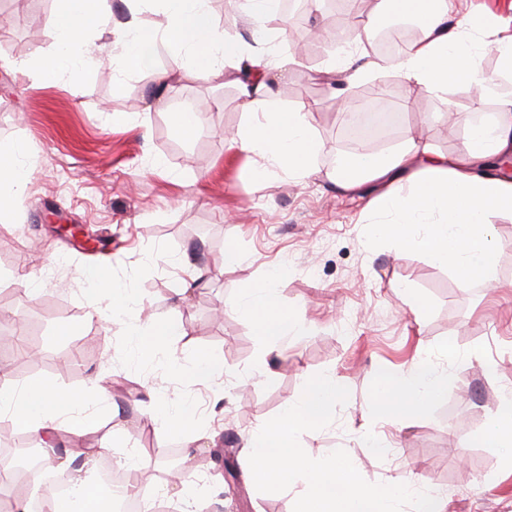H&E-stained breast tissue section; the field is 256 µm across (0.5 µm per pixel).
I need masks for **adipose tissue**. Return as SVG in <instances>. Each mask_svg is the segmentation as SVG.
I'll use <instances>...</instances> for the list:
<instances>
[{"mask_svg":"<svg viewBox=\"0 0 512 512\" xmlns=\"http://www.w3.org/2000/svg\"><path fill=\"white\" fill-rule=\"evenodd\" d=\"M380 11L410 16L420 24L418 37L408 43L401 57L389 66L409 89L447 92L449 86L466 84L489 93L490 78L480 68L477 34L492 29V16L469 17L452 22L457 0H380ZM165 23L160 27L129 20L114 33L116 62L131 73L155 74L165 80L169 73L191 67L201 79L223 78L234 85L244 111L253 115L231 140L232 147L258 156L273 168L306 176L317 144L311 135L305 108L281 102L272 74L283 69L273 45H266L265 60H258L251 45L219 34L208 0H160ZM103 23L101 0H58L47 21L58 52L40 58L36 72L45 80L62 70H76L95 61L91 46L82 44L80 31ZM165 51L168 67L157 70L155 55ZM20 149L0 142V213L17 210L20 192L32 174L18 160ZM512 155V100L504 101L499 116L486 124L472 125L461 148L453 154L433 151L422 130L407 129L393 148L355 157L352 174L336 178L340 192L353 193L364 183L379 187L377 209L396 215L380 232L401 250L418 249L434 262L448 266L468 284L487 288L498 285L494 254L497 242L487 215L494 210L512 212V179L482 175L498 157ZM97 292L111 296L114 318L125 319L129 335L137 337L143 351L151 352L172 336L184 335L178 323L143 324L130 296L96 277ZM239 310L255 324L264 340L280 342L300 334L304 326L297 316L281 308L275 281L248 289ZM443 377L433 365L414 363L407 376L378 372L373 399L380 413L400 420L411 413L428 411L443 391ZM98 381L75 391L52 382L16 380L0 384V413L20 429L51 437L60 430L79 432L67 414L91 394L101 392Z\"/></svg>","mask_w":512,"mask_h":512,"instance_id":"obj_1","label":"adipose tissue"}]
</instances>
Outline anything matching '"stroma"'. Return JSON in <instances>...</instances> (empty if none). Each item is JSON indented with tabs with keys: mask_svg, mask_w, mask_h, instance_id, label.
Returning a JSON list of instances; mask_svg holds the SVG:
<instances>
[{
	"mask_svg": "<svg viewBox=\"0 0 512 512\" xmlns=\"http://www.w3.org/2000/svg\"><path fill=\"white\" fill-rule=\"evenodd\" d=\"M56 7V0H17L0 14V139L34 165L20 208L0 214V289L11 295L0 329L38 343L41 364L26 380L81 389L100 378L102 393L73 413L80 434H62L60 446L96 449L99 466L126 459L136 487L158 490L172 512L181 503L163 491L169 449L191 457L204 512H292L298 486L263 493L243 472L224 481L225 453L241 452L243 435L280 414L307 379L330 373L349 397L329 426L301 435L308 455L342 449L368 482L445 487V512H512V466L481 439L512 390V214L490 218L501 244L500 288L471 289L426 253L396 251L372 234L382 221L373 185L340 195L329 181L341 114L360 108L362 91H383L401 125L425 126L436 151H458L469 123L492 120L512 96L497 36H484L480 58L497 87L490 94L453 86L411 95L387 68L344 86L320 73L340 52L339 36L323 39L319 56L282 72L286 104L311 109L313 173L276 169L259 180L260 158L229 146L251 119L235 87L186 68L157 99L149 75L114 62L112 27L129 17L122 0H103L107 28L82 35L101 49L95 64L49 82L23 72L56 53L45 30ZM203 104L209 110L196 134L180 136L171 112ZM452 106L463 119L449 118ZM65 224L82 225L86 236L63 233ZM230 247L241 264L225 265ZM284 262L290 271L277 286L279 303L308 331L269 344L236 303ZM88 266L132 291L143 319L180 322L188 335L146 354L122 323L87 322L95 301L82 275ZM448 342L452 360L440 351ZM202 353L223 358V377L201 382L169 372L171 359L188 367ZM483 357L498 372H485ZM419 360L445 374L441 397L398 423L380 415L372 399L377 370L402 373ZM156 402L195 409L196 447L147 424Z\"/></svg>",
	"mask_w": 512,
	"mask_h": 512,
	"instance_id": "obj_1",
	"label": "stroma"
}]
</instances>
